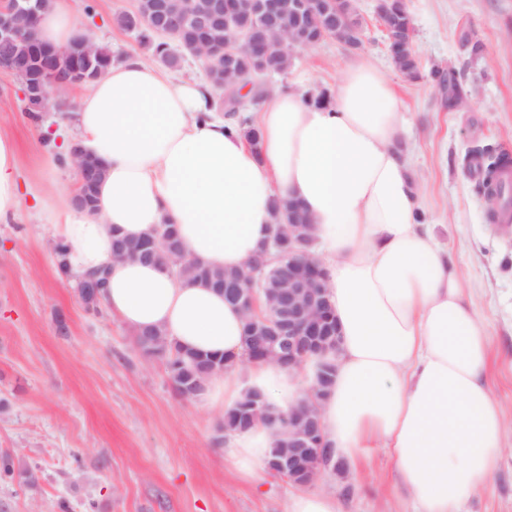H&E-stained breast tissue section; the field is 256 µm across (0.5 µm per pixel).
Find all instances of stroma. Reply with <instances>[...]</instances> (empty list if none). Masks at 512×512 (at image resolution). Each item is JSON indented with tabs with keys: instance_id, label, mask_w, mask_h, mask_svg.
Segmentation results:
<instances>
[{
	"instance_id": "stroma-1",
	"label": "stroma",
	"mask_w": 512,
	"mask_h": 512,
	"mask_svg": "<svg viewBox=\"0 0 512 512\" xmlns=\"http://www.w3.org/2000/svg\"><path fill=\"white\" fill-rule=\"evenodd\" d=\"M421 77L403 78L388 54L374 0H360L361 50L329 40L297 54L286 83L334 92L364 55L401 99V146L417 182L420 211L462 276L466 297L490 335L489 383L505 412L504 453L482 493L462 512H512V228L490 223L482 173L465 157L485 145L512 157V0H405ZM81 31L116 59L149 52L116 15L134 0H69ZM481 42L471 54L464 38ZM461 73L463 104L449 109L433 70ZM83 89L51 95L45 112H24L17 77L0 71V133L17 146L20 185L46 196L75 188L65 156L47 148L72 136L67 121ZM50 209H27L0 223V456L16 477L0 476V512H288L287 481L258 468L240 478L221 425L223 410L172 389L164 359L141 354L133 333L86 310L75 280L53 253ZM35 471L32 482L20 478ZM315 489L336 494L346 512H415L383 443L360 466L344 467Z\"/></svg>"
}]
</instances>
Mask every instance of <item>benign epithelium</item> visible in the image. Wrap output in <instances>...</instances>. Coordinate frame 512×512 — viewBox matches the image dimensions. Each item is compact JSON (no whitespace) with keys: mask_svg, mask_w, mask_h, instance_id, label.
<instances>
[{"mask_svg":"<svg viewBox=\"0 0 512 512\" xmlns=\"http://www.w3.org/2000/svg\"><path fill=\"white\" fill-rule=\"evenodd\" d=\"M52 0H0V71L4 70L20 78L23 95L27 100L45 103L52 87L61 83L71 85L84 83V73L76 68L64 75L47 67V62L56 53V47L31 39L28 30L19 19L40 13L49 8ZM375 13L390 44L389 53L399 49L403 52L415 50L411 38L404 39L399 47L388 24L389 6L386 0H375ZM76 57L84 63L94 58L97 45L87 34L81 36L75 48ZM70 156L78 170L76 204L84 206L91 186L94 184L99 164L96 158L86 154L77 145ZM315 238L298 224L292 225L288 236V252L297 251L302 256L298 262L288 261L283 268L275 299L268 302L272 316L261 311L260 296L253 294L248 305L253 315V326L259 338L262 354L279 360L288 352V367L300 370L308 352H324L339 344L337 324L332 319L327 276L317 263L314 254ZM103 287L102 281L85 278L78 281L77 292L86 303L89 296ZM322 380H313L310 390L314 396L303 406L288 414L272 412L266 408L257 412L271 425L288 421V447H275L273 464L288 475V481L299 486H309L320 477L328 458L323 455L325 437L316 399L324 394Z\"/></svg>","mask_w":512,"mask_h":512,"instance_id":"7a95c632","label":"benign epithelium"}]
</instances>
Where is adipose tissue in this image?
Returning <instances> with one entry per match:
<instances>
[{"label": "adipose tissue", "instance_id": "ef3b65f1", "mask_svg": "<svg viewBox=\"0 0 512 512\" xmlns=\"http://www.w3.org/2000/svg\"><path fill=\"white\" fill-rule=\"evenodd\" d=\"M39 38L68 44V0H53ZM215 92L165 75L137 56L112 63L68 121L75 142L101 159L97 210L57 194L53 230L74 276L104 269L105 312L131 332L163 331L176 347L232 361L205 396L233 406L260 390L281 411L308 392L297 370L245 361L243 312L214 289L138 260L113 257L114 237L143 238L173 225L186 253L206 265L242 266L268 241L273 197L296 199L315 222V256L326 270L340 331L336 374L321 402L330 461L357 464L365 448H391L395 470L420 512H460L498 468L506 422L488 384L489 333L466 303L459 272L430 225L416 221L418 187L399 145L401 103L390 79L357 59L331 101L288 89L254 114L253 145L233 117L211 108ZM14 140L0 134V221L24 197ZM246 379H239L238 366ZM273 446L263 423L233 433L230 456L252 479Z\"/></svg>", "mask_w": 512, "mask_h": 512}]
</instances>
